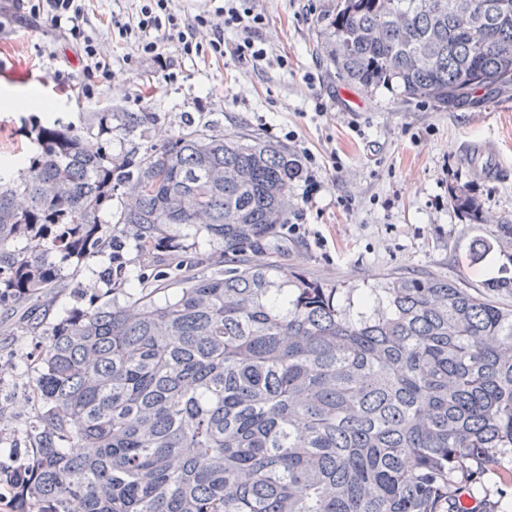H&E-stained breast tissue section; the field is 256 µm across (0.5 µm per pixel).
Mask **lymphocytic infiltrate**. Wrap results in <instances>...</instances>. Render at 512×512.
<instances>
[{
	"mask_svg": "<svg viewBox=\"0 0 512 512\" xmlns=\"http://www.w3.org/2000/svg\"><path fill=\"white\" fill-rule=\"evenodd\" d=\"M31 18L50 21L77 53L81 75L76 89L83 97L94 96L96 89L112 77V56L89 32L87 16L90 0H27ZM265 24L262 14L254 12L246 0H207L198 14L178 12L175 0H135L130 14L113 19L116 42L134 45L139 56L151 60L163 80L177 79L176 56L189 58H229L244 63L262 60L264 48L254 35ZM207 38H199L200 29ZM240 32V40L228 43L225 29Z\"/></svg>",
	"mask_w": 512,
	"mask_h": 512,
	"instance_id": "f902f5d3",
	"label": "lymphocytic infiltrate"
}]
</instances>
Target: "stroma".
Returning a JSON list of instances; mask_svg holds the SVG:
<instances>
[{
    "mask_svg": "<svg viewBox=\"0 0 512 512\" xmlns=\"http://www.w3.org/2000/svg\"><path fill=\"white\" fill-rule=\"evenodd\" d=\"M265 24L256 42L265 60L240 64L179 59L177 84L158 78L135 58L134 47L113 46V16L131 0H94L88 21L104 48L112 49L111 81L91 98L60 88L57 73L78 77L79 62L57 30L28 20L16 0H0V13L14 15L0 33V96L39 92L46 110L16 112L0 105V164L23 160L35 150V126L59 124L87 134L94 112L152 113L145 127L113 138L120 154L137 143H155L186 123L215 124L312 152L320 169L318 189L305 197L306 181L292 189L289 220L295 235L279 240L283 266L301 268L344 288L375 286L383 274L439 275L466 288L512 277V236L500 224L512 222V182L477 176L466 155L475 145L512 165V98L478 96L460 109L408 102L397 91L354 87L338 77L317 21L336 0H251ZM142 90L141 105L129 102ZM324 115H317L316 102ZM466 190L480 206V219L453 206L450 188ZM492 248L476 256L478 240ZM104 262L88 260L67 269L55 289L48 322H57L109 296ZM35 339L18 313L0 308V364L11 375L0 383V468L16 467L29 442L25 428L38 372L25 355Z\"/></svg>",
    "mask_w": 512,
    "mask_h": 512,
    "instance_id": "obj_1",
    "label": "stroma"
}]
</instances>
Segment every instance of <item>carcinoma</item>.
I'll return each mask as SVG.
<instances>
[{"mask_svg":"<svg viewBox=\"0 0 512 512\" xmlns=\"http://www.w3.org/2000/svg\"><path fill=\"white\" fill-rule=\"evenodd\" d=\"M324 21L348 83L444 108L512 94V0H336ZM149 119L98 112L94 142L42 126L26 167L0 168V307L36 337L39 371L19 512H464L477 494L497 512L512 278L391 272L361 291L257 260L301 158L214 124L112 154ZM176 225L221 250L171 266ZM118 243L147 260L136 298ZM94 257L112 301L46 325L65 264Z\"/></svg>","mask_w":512,"mask_h":512,"instance_id":"1","label":"carcinoma"}]
</instances>
